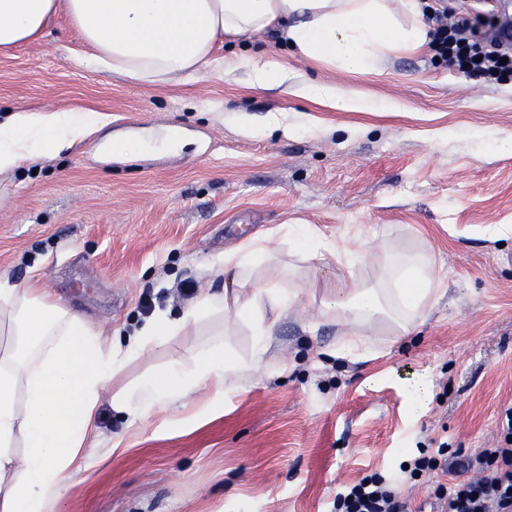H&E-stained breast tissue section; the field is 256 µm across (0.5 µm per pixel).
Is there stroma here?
I'll list each match as a JSON object with an SVG mask.
<instances>
[{
	"label": "stroma",
	"instance_id": "1",
	"mask_svg": "<svg viewBox=\"0 0 512 512\" xmlns=\"http://www.w3.org/2000/svg\"><path fill=\"white\" fill-rule=\"evenodd\" d=\"M82 48L61 13L42 37L0 51L1 111L110 118L84 143L0 175V278L37 282L124 336L147 320L143 300L180 312L221 289L208 269L226 250L267 236L280 255L261 283L299 296L269 352L287 372L246 373L218 411L203 394L197 414L174 404L131 426L111 402L121 385L205 343L217 320L108 382L85 468L67 476L56 512H334L342 485L372 473L400 475L443 445L452 462L502 445L512 408V153L502 150L512 139V72L488 83L431 48L346 72L272 32L218 45L224 56L276 54L296 78L366 105L342 112L242 79L140 86L74 62ZM274 115L287 131H266ZM168 133L171 149H100L109 137ZM289 224L361 246L370 282L387 251H428L442 291L395 339L376 323L322 322L321 297L338 272L293 262ZM353 338L371 359L336 356ZM463 477H403L399 490L408 512H437L435 490Z\"/></svg>",
	"mask_w": 512,
	"mask_h": 512
}]
</instances>
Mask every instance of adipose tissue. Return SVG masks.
Segmentation results:
<instances>
[{"label": "adipose tissue", "mask_w": 512, "mask_h": 512, "mask_svg": "<svg viewBox=\"0 0 512 512\" xmlns=\"http://www.w3.org/2000/svg\"><path fill=\"white\" fill-rule=\"evenodd\" d=\"M403 5L397 15L388 0H0V49L37 39L62 13L92 48L91 63L130 82H189L205 73L229 79L242 72L253 86L355 112L362 101L329 83L293 80L275 55L220 58L216 46L273 29L305 58L367 72L383 52H415L430 43L419 0ZM105 120L95 112L11 110L0 119V174L84 141ZM288 240L304 258L346 273V287L321 301L326 320H386L389 335L403 336L437 292L429 254L392 256L386 280L374 286L348 244L302 225L290 227ZM272 257L263 238L225 252L212 272L230 276V287L200 295L180 315L156 313L123 345L108 343L81 313L37 284L0 282V512H55L67 493L63 475L82 466L102 390L144 351L205 321H225L224 330L189 355L113 394V408L131 425L203 389L221 404L234 389L232 376L269 364L274 326L298 297L297 289L276 283L246 292L254 271ZM240 325L253 339L245 359L224 344L225 331Z\"/></svg>", "instance_id": "1"}]
</instances>
